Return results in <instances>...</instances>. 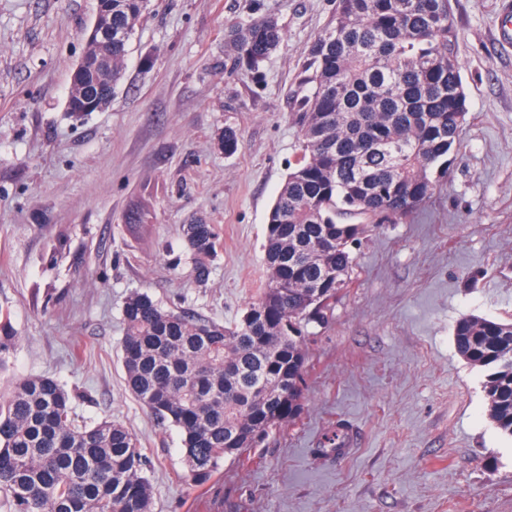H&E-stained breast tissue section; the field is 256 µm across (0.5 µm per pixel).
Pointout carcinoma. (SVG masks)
Returning a JSON list of instances; mask_svg holds the SVG:
<instances>
[{
    "instance_id": "obj_1",
    "label": "carcinoma",
    "mask_w": 512,
    "mask_h": 512,
    "mask_svg": "<svg viewBox=\"0 0 512 512\" xmlns=\"http://www.w3.org/2000/svg\"><path fill=\"white\" fill-rule=\"evenodd\" d=\"M151 0L101 2L96 34L74 75L79 103L106 105ZM285 38L266 10L226 34L251 69ZM451 0H336L297 75L306 94L292 121L299 155L270 210L266 287L224 325L134 293L123 309L128 391L180 431L188 477L207 483L297 418L305 391V329L349 286L352 248L417 210L459 152L467 107ZM197 262L216 251L211 224H185ZM455 348L487 371L488 416L512 438V320L461 318ZM0 309V370L14 349ZM138 438L116 421L78 423L70 395L31 376L0 396V512H152Z\"/></svg>"
}]
</instances>
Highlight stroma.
Returning <instances> with one entry per match:
<instances>
[{"label": "stroma", "instance_id": "obj_1", "mask_svg": "<svg viewBox=\"0 0 512 512\" xmlns=\"http://www.w3.org/2000/svg\"><path fill=\"white\" fill-rule=\"evenodd\" d=\"M258 3L287 37L253 71L225 35ZM451 3L457 160L357 247L350 287L308 328L298 418L199 485L179 431L126 387L123 307L145 292L230 325L264 288L267 216L298 155L299 61L334 0H151L111 104L80 113L65 102L97 0H0V308L18 336L0 396L45 375L79 419L126 426L151 460L153 512H512V439L454 343L463 316L512 318V51L497 0ZM194 218L219 232L203 282L180 235ZM340 421L358 437L344 459L323 452Z\"/></svg>", "mask_w": 512, "mask_h": 512}]
</instances>
